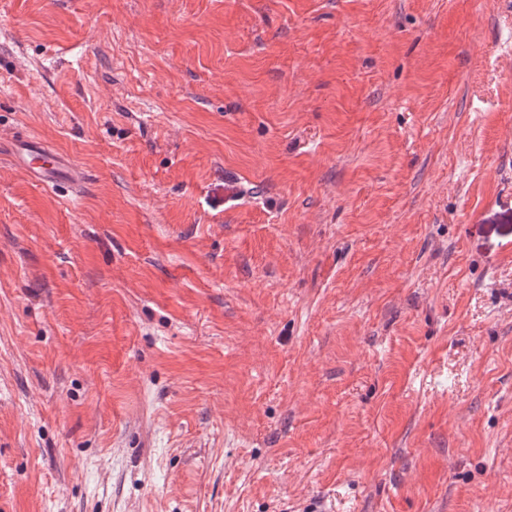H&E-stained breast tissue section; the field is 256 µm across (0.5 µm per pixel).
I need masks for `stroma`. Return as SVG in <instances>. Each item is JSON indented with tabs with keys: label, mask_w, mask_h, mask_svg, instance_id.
<instances>
[{
	"label": "stroma",
	"mask_w": 512,
	"mask_h": 512,
	"mask_svg": "<svg viewBox=\"0 0 512 512\" xmlns=\"http://www.w3.org/2000/svg\"><path fill=\"white\" fill-rule=\"evenodd\" d=\"M0 512H512V0H0ZM20 169L46 186L68 184L74 187L84 180L83 172L71 162L68 156L47 147L34 138H17L3 144ZM36 159L40 164H33Z\"/></svg>",
	"instance_id": "stroma-1"
}]
</instances>
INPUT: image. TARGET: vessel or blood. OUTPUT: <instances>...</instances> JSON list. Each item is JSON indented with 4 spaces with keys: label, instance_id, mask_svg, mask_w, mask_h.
<instances>
[{
    "label": "vessel or blood",
    "instance_id": "b4317fda",
    "mask_svg": "<svg viewBox=\"0 0 512 512\" xmlns=\"http://www.w3.org/2000/svg\"><path fill=\"white\" fill-rule=\"evenodd\" d=\"M20 169L46 186L68 184L79 186L84 180L82 171L68 156L47 147L33 138H17L6 146Z\"/></svg>",
    "mask_w": 512,
    "mask_h": 512
}]
</instances>
